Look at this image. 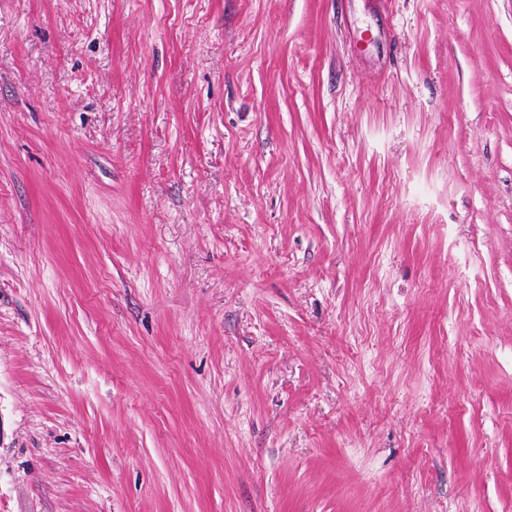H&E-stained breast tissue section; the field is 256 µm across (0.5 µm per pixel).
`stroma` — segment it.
Returning <instances> with one entry per match:
<instances>
[{
	"label": "stroma",
	"mask_w": 512,
	"mask_h": 512,
	"mask_svg": "<svg viewBox=\"0 0 512 512\" xmlns=\"http://www.w3.org/2000/svg\"><path fill=\"white\" fill-rule=\"evenodd\" d=\"M0 512H512V0H0Z\"/></svg>",
	"instance_id": "stroma-1"
}]
</instances>
